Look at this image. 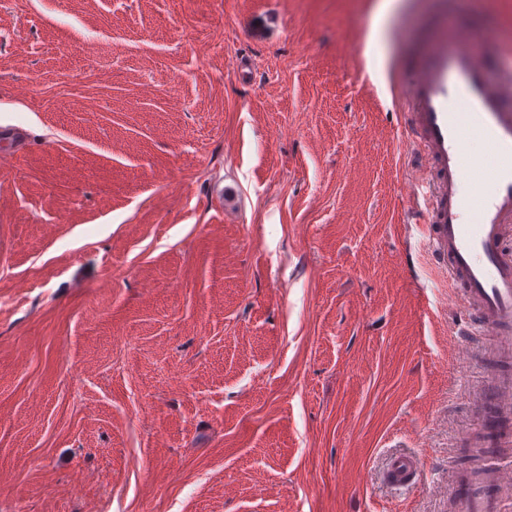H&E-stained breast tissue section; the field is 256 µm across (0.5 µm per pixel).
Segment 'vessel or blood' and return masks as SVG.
Here are the masks:
<instances>
[{
	"label": "vessel or blood",
	"mask_w": 512,
	"mask_h": 512,
	"mask_svg": "<svg viewBox=\"0 0 512 512\" xmlns=\"http://www.w3.org/2000/svg\"><path fill=\"white\" fill-rule=\"evenodd\" d=\"M471 32L445 24L424 47L406 91L407 124L418 138L420 168L410 208H422L429 246L461 293L462 312L512 355V65L490 79ZM493 415L484 427L497 450L512 447V374L494 378ZM512 468L456 476L454 512H506L501 491Z\"/></svg>",
	"instance_id": "b4317fda"
}]
</instances>
